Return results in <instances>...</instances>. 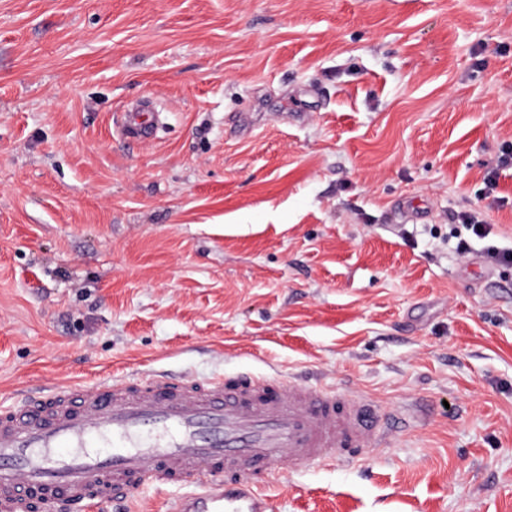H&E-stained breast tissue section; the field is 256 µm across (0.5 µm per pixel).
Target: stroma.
I'll return each instance as SVG.
<instances>
[{
	"instance_id": "35a3bbf8",
	"label": "stroma",
	"mask_w": 512,
	"mask_h": 512,
	"mask_svg": "<svg viewBox=\"0 0 512 512\" xmlns=\"http://www.w3.org/2000/svg\"><path fill=\"white\" fill-rule=\"evenodd\" d=\"M141 99L165 127L130 143ZM491 247L512 248V0H0V404L277 372L401 423L278 466L274 512H512Z\"/></svg>"
}]
</instances>
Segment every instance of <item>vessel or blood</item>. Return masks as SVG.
Listing matches in <instances>:
<instances>
[{"label": "vessel or blood", "mask_w": 512, "mask_h": 512, "mask_svg": "<svg viewBox=\"0 0 512 512\" xmlns=\"http://www.w3.org/2000/svg\"><path fill=\"white\" fill-rule=\"evenodd\" d=\"M152 129L132 111L121 126L133 143ZM396 429L368 397L279 376L44 387L0 406V512H91L169 485L187 489L173 512H273L262 474L352 457Z\"/></svg>", "instance_id": "obj_1"}]
</instances>
